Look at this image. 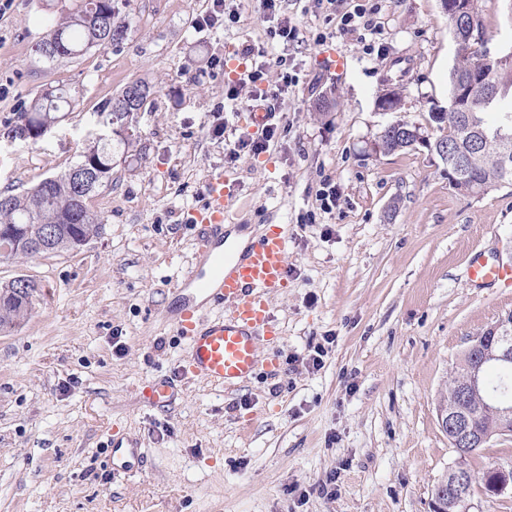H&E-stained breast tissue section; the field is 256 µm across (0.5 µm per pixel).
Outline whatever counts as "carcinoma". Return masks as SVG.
Instances as JSON below:
<instances>
[{"instance_id": "obj_1", "label": "carcinoma", "mask_w": 512, "mask_h": 512, "mask_svg": "<svg viewBox=\"0 0 512 512\" xmlns=\"http://www.w3.org/2000/svg\"><path fill=\"white\" fill-rule=\"evenodd\" d=\"M130 26V13L119 7L117 0H81L75 11L59 16L50 38L41 43L38 52L46 62L53 63L77 58L94 47H118L127 38ZM485 41L484 30L454 38L456 55L448 78V106L434 104L429 110L430 125L438 132L430 141L445 142L450 149L456 147L463 136L461 112L455 106L456 80L472 70L480 71L486 78V98L476 99L467 105L472 122L488 135L468 171L463 192L469 194L512 184V162L506 167L500 163L502 146H507L512 152V110L500 113L493 125L485 119V114L493 111L497 95L512 90V64L501 65L488 57L482 50ZM150 94L147 83L136 81L99 106L100 123L112 126L116 140L97 139L79 153L74 167H84L90 173L83 182L78 183L64 173L46 178L22 194L0 192V263L77 251L99 234L101 217L88 206L86 199L101 188L112 185V169L118 149L127 152L133 144L126 104L133 102L139 110ZM74 103L75 98L63 88L51 85L43 88L28 107L16 113L10 128L13 138H21L19 131L22 129L37 131L55 124L60 119V112L73 107ZM415 146L416 139L397 133L383 141L382 152L393 154ZM48 228L53 229V237L45 240L41 247L1 249L8 238L39 237ZM12 288V281L0 286L1 332L20 325L32 309L33 299H14L10 295ZM485 397L489 401L506 399L512 402V364L487 370ZM470 404L475 425L484 432L493 431L497 427V419L494 413L483 408L481 397L472 396Z\"/></svg>"}]
</instances>
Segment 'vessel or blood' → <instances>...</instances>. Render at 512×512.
Segmentation results:
<instances>
[{
	"label": "vessel or blood",
	"instance_id": "b4317fda",
	"mask_svg": "<svg viewBox=\"0 0 512 512\" xmlns=\"http://www.w3.org/2000/svg\"><path fill=\"white\" fill-rule=\"evenodd\" d=\"M203 193V204L189 217L196 229L194 258L177 286L194 289L221 312L202 317L198 305L186 298L171 324L187 342L182 373L224 389L248 380L257 370L270 375L280 370L277 357H261L259 342L279 334L270 299L288 285L290 239L287 225H268L241 253L225 257L224 212L230 190L223 173H211ZM467 273L479 285L512 286V264H491L475 256ZM144 396L150 405L166 407L175 401L176 386L158 380L146 387ZM107 451L117 477L139 472L146 458L136 439L122 436L112 437Z\"/></svg>",
	"mask_w": 512,
	"mask_h": 512
}]
</instances>
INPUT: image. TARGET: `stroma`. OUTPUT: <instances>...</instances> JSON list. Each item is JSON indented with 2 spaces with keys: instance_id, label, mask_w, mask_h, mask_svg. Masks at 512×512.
Here are the masks:
<instances>
[{
  "instance_id": "1",
  "label": "stroma",
  "mask_w": 512,
  "mask_h": 512,
  "mask_svg": "<svg viewBox=\"0 0 512 512\" xmlns=\"http://www.w3.org/2000/svg\"><path fill=\"white\" fill-rule=\"evenodd\" d=\"M77 0H13L0 15V128L46 86L78 103L38 141L0 137V190L60 175L94 141L96 110L127 83L152 93L130 128L136 154L88 201L102 230L80 251L0 264V284H41L27 320L0 333V512H432L456 461L437 405L470 339L512 315V288L478 287L473 256L512 264V185L464 195L424 146L378 154L389 123L428 127L448 103L455 59L441 0H380L384 58L334 35L308 0H289L303 42L299 83L282 97L268 150L224 154L213 129L245 135L248 110L224 108V76L243 42L266 41L252 0L238 23L193 26L209 0H130L123 45L49 65L36 52L49 12ZM491 53L512 51V0H479ZM225 70L210 69L213 58ZM399 90V111L377 98ZM233 185L225 229L284 224L289 283L271 299L280 328L260 372L231 389L183 377L171 325L174 285L191 265L190 210L210 172ZM340 199L318 209L323 182ZM318 210L316 223L300 215ZM324 344L323 366L305 362ZM175 383L165 409L142 390ZM139 438L144 470L113 477L112 434ZM338 474L335 495L319 486Z\"/></svg>"
}]
</instances>
